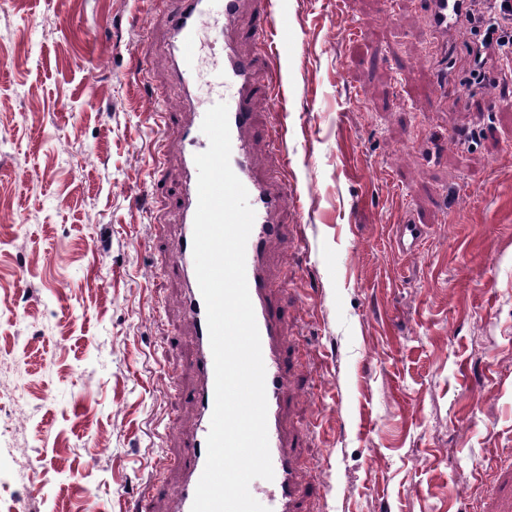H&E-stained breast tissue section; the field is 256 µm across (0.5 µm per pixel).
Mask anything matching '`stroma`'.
I'll list each match as a JSON object with an SVG mask.
<instances>
[{
  "mask_svg": "<svg viewBox=\"0 0 512 512\" xmlns=\"http://www.w3.org/2000/svg\"><path fill=\"white\" fill-rule=\"evenodd\" d=\"M271 4L281 109L255 103V165L293 187L269 272L301 508L481 512L512 461V65L472 93L460 23L439 112L423 0ZM164 10L0 0V512H165L178 484L158 464L196 409L181 168L154 150L184 110ZM407 217L427 228L408 255Z\"/></svg>",
  "mask_w": 512,
  "mask_h": 512,
  "instance_id": "stroma-1",
  "label": "stroma"
}]
</instances>
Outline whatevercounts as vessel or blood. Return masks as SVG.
<instances>
[{
  "label": "vessel or blood",
  "instance_id": "vessel-or-blood-1",
  "mask_svg": "<svg viewBox=\"0 0 512 512\" xmlns=\"http://www.w3.org/2000/svg\"><path fill=\"white\" fill-rule=\"evenodd\" d=\"M251 2L253 24L246 33H238L233 23L244 2ZM467 0H426L425 19L440 38L456 31ZM166 46L170 77L180 85L188 106L185 119L175 128L173 143L179 154L184 188L179 203L176 247L172 268L187 279L184 315L192 328L194 358L192 371L197 379L193 397L198 418L181 440L170 465L179 468L183 481L178 487L169 512H191L195 491L206 463V440L214 408L215 372L207 328L205 303L198 285L193 258L194 216L198 203L197 154L209 146L201 131L204 109L195 104L202 49H210L214 67L208 81L209 104L226 103L231 134L230 165L248 191V202L255 221L246 244V278L260 335L266 370L268 403L267 431L273 480H253L250 492L270 512H298L301 469L292 453L285 450L283 398L291 382L294 366L286 356L285 314L273 296L266 265L269 246L285 238L289 229L278 214L288 198V190L279 181L257 177L254 171L253 142L257 133L256 100L269 94L268 85L260 82L254 55L244 52L240 43L251 40L264 43L275 26L269 0H166ZM426 228L421 224L397 227L400 250L414 251ZM483 512H512V463L501 467L496 490L490 495Z\"/></svg>",
  "mask_w": 512,
  "mask_h": 512
}]
</instances>
